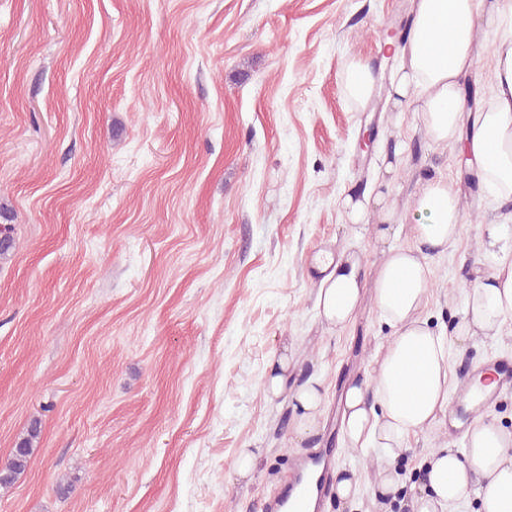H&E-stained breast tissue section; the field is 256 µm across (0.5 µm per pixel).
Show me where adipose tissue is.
I'll list each match as a JSON object with an SVG mask.
<instances>
[{
    "instance_id": "obj_1",
    "label": "adipose tissue",
    "mask_w": 512,
    "mask_h": 512,
    "mask_svg": "<svg viewBox=\"0 0 512 512\" xmlns=\"http://www.w3.org/2000/svg\"><path fill=\"white\" fill-rule=\"evenodd\" d=\"M481 0H413V18L404 44L393 51L403 60L387 95L395 103L418 100L419 118L436 144L462 141L468 163L478 169L499 202L512 201V0H495L481 17ZM490 36L494 60L493 99L462 137L464 100L460 78L477 62L479 30ZM378 211L353 194L340 205L355 224H373L378 239L389 236L395 210L388 205L390 180L380 182ZM414 247H389L374 284H366L359 258L319 250L314 266L321 276L318 308L332 328H344L365 298L395 329L372 379L343 394L342 431L349 448L380 449L374 488L385 494L400 481L393 462L406 438L435 421L448 402L450 345L422 315L431 286V257L447 251L465 221L457 190L441 177L426 179L412 202ZM469 320L458 339L499 335L512 320V260H504L466 290ZM465 451L442 447L425 459L427 492L413 512H452L478 489L480 512H512V434L485 419H474Z\"/></svg>"
}]
</instances>
